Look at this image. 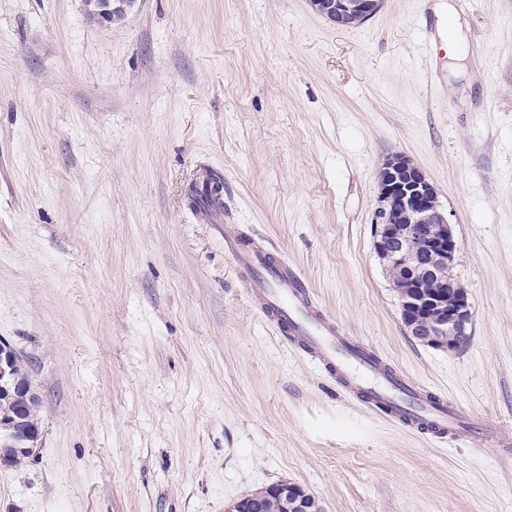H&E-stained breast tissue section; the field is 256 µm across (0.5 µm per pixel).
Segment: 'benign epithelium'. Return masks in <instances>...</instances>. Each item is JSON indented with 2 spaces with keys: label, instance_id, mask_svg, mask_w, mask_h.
<instances>
[{
  "label": "benign epithelium",
  "instance_id": "1",
  "mask_svg": "<svg viewBox=\"0 0 512 512\" xmlns=\"http://www.w3.org/2000/svg\"><path fill=\"white\" fill-rule=\"evenodd\" d=\"M137 0H105L96 19L103 23L127 14ZM313 8L330 21L347 26L369 19L380 0H310ZM375 250L399 288L402 319L411 335L422 343L452 351L468 335L472 312L468 296L454 275L458 245L447 210L423 172L401 154L387 157L380 170L379 193L374 211ZM13 348L0 343V397L37 399L31 385L19 387L6 379ZM41 439L39 427L16 421L12 446L32 449ZM281 502L283 512H321V505L301 485L282 482L236 502L237 512H265L270 498Z\"/></svg>",
  "mask_w": 512,
  "mask_h": 512
}]
</instances>
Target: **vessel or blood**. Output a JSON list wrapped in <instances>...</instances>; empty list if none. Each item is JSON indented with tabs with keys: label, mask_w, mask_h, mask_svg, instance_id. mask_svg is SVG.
Listing matches in <instances>:
<instances>
[{
	"label": "vessel or blood",
	"mask_w": 512,
	"mask_h": 512,
	"mask_svg": "<svg viewBox=\"0 0 512 512\" xmlns=\"http://www.w3.org/2000/svg\"><path fill=\"white\" fill-rule=\"evenodd\" d=\"M224 244L242 270L244 288L261 301L263 317L276 334L307 354L344 391L390 421L439 438L463 441L490 425H479L447 399L426 393L391 369L314 306L297 269L276 257L265 241L225 232Z\"/></svg>",
	"instance_id": "1"
}]
</instances>
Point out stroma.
<instances>
[{"label":"stroma","mask_w":512,"mask_h":512,"mask_svg":"<svg viewBox=\"0 0 512 512\" xmlns=\"http://www.w3.org/2000/svg\"><path fill=\"white\" fill-rule=\"evenodd\" d=\"M467 46L448 59V34ZM392 153L434 185L471 332L411 336L374 250ZM222 221L196 219L199 167ZM272 244L338 326L512 430V0H0V340L41 442L0 512H228L301 484L324 512H512V453L396 426L264 322L224 250ZM310 0L313 8L337 25L359 24L369 19L380 6L379 0ZM208 182V188L207 186L205 189L202 188V194L204 196L208 195L209 190V203H207L211 209L213 210H219L222 208L224 204V186L222 185V182L220 178L210 169L203 168L202 169V184L205 186V183ZM217 185V186H216ZM217 188V190L214 192V188ZM213 191H210V190Z\"/></svg>","instance_id":"obj_1"}]
</instances>
